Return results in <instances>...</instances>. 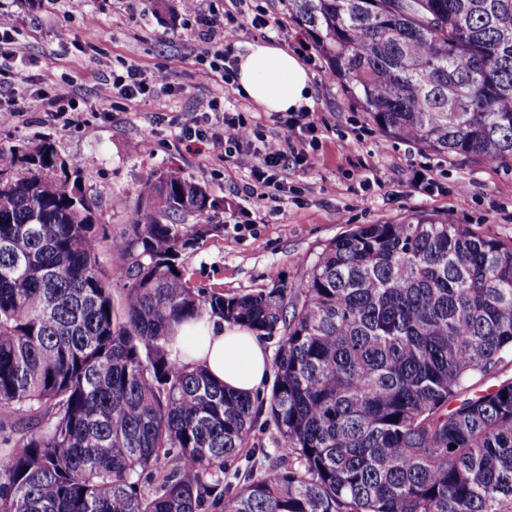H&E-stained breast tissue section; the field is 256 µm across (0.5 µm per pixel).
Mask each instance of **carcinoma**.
Listing matches in <instances>:
<instances>
[{
    "label": "carcinoma",
    "mask_w": 512,
    "mask_h": 512,
    "mask_svg": "<svg viewBox=\"0 0 512 512\" xmlns=\"http://www.w3.org/2000/svg\"><path fill=\"white\" fill-rule=\"evenodd\" d=\"M330 73L392 136L512 161V0H288ZM0 190V512H512V244L419 217L328 242L305 287L186 279L215 200L150 174L118 236L49 140ZM120 265L100 266L103 247ZM124 281L119 298L112 279ZM219 319L279 335L268 415L171 357ZM268 465L243 484L224 468Z\"/></svg>",
    "instance_id": "obj_1"
}]
</instances>
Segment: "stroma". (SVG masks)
<instances>
[{
    "mask_svg": "<svg viewBox=\"0 0 512 512\" xmlns=\"http://www.w3.org/2000/svg\"><path fill=\"white\" fill-rule=\"evenodd\" d=\"M287 19L284 0H250L240 16L237 52L251 43H280L274 29H257L254 14ZM0 12L19 17L16 40L20 60H0V95L23 90L26 83L46 86L67 81L79 102L77 111H46L39 98L24 101L19 118L0 119V168L13 151L48 140L65 158L85 160L88 192L108 235L120 234L139 185L156 170L177 167L205 187L216 202L209 216L214 230L182 257L187 279L198 288L247 293L279 284L299 289L325 244L357 224L401 223L429 215L512 243V164L436 153L389 136L361 112L341 80H327L328 63L316 57L312 77L315 133L284 132L279 115L242 97L237 84L199 83L194 58L198 24L184 16L180 0H166L156 14L150 0H0ZM311 36L289 22L285 50L300 52ZM137 66L143 78L166 71L177 89L166 108L153 98L98 99V88L112 71ZM221 98L241 109L257 136L287 135L303 164L279 174L276 199L251 197L246 172L188 150L179 138L177 117ZM145 139L142 154L129 150ZM423 170L429 190L416 187ZM466 183L467 193L456 191ZM349 220L336 221L338 211Z\"/></svg>",
    "mask_w": 512,
    "mask_h": 512,
    "instance_id": "stroma-1",
    "label": "stroma"
}]
</instances>
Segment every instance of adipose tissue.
Listing matches in <instances>:
<instances>
[{
  "mask_svg": "<svg viewBox=\"0 0 512 512\" xmlns=\"http://www.w3.org/2000/svg\"><path fill=\"white\" fill-rule=\"evenodd\" d=\"M238 85L270 112H296L312 104L311 77L297 56L265 42L250 44L238 61ZM205 340L189 348L184 336L169 344L182 363L204 368L227 389L250 394L270 372L269 353L248 329L222 321L207 323Z\"/></svg>",
  "mask_w": 512,
  "mask_h": 512,
  "instance_id": "ef3b65f1",
  "label": "adipose tissue"
}]
</instances>
